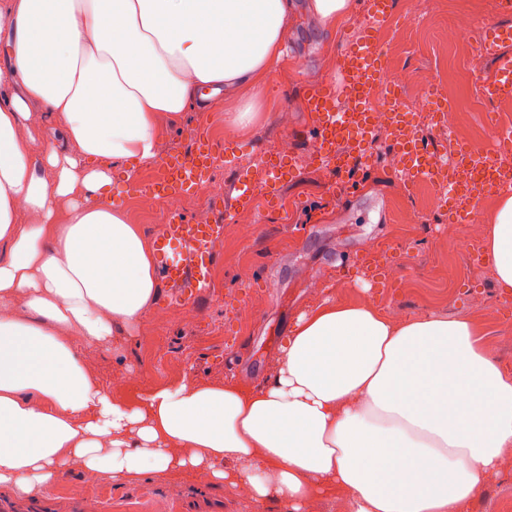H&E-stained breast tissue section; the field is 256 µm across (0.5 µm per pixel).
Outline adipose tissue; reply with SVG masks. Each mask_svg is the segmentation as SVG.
Wrapping results in <instances>:
<instances>
[{
	"mask_svg": "<svg viewBox=\"0 0 512 512\" xmlns=\"http://www.w3.org/2000/svg\"><path fill=\"white\" fill-rule=\"evenodd\" d=\"M292 0H12V60L0 67V487L29 495L72 463L114 479L182 470L248 483L256 505L305 512H471L512 451V372L464 317L395 322L367 303L301 314L258 389L159 386L139 405L83 366L155 300L150 246L102 194L110 168L157 155L159 120L201 107L200 87L243 97L247 127L284 53ZM44 108L32 122L30 102ZM59 131L70 154L31 147ZM91 204L77 202V195ZM67 202L65 223L54 221ZM25 208L31 223L16 221ZM485 253L512 292V196ZM22 300L25 315L6 310ZM50 146H54L55 148H57L59 152L68 153L71 151L70 147L64 143L63 138H61L57 132V134H54V136L51 137L50 140L45 141L44 150L42 153L33 154V156L31 157V163L35 172L44 177L48 181H52L53 172L43 162L42 158L45 155V153L49 150Z\"/></svg>",
	"mask_w": 512,
	"mask_h": 512,
	"instance_id": "adipose-tissue-1",
	"label": "adipose tissue"
}]
</instances>
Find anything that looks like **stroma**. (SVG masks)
Here are the masks:
<instances>
[{
  "label": "stroma",
  "mask_w": 512,
  "mask_h": 512,
  "mask_svg": "<svg viewBox=\"0 0 512 512\" xmlns=\"http://www.w3.org/2000/svg\"><path fill=\"white\" fill-rule=\"evenodd\" d=\"M446 7L424 20H401L405 0H395L393 18L384 24L381 49L385 67L406 71L403 95L428 99L436 82L457 109L460 127L493 149L488 136L495 120L512 125V99L489 112L480 87L495 72L493 60L474 46L486 24L512 25V11L499 0H445ZM469 11L475 26L456 47H447L448 19ZM360 12L336 29L321 28L308 0H295L288 15L285 53L276 64L259 119L232 131L224 107L186 113L178 124L161 120L160 149L189 151L190 132L208 121L216 139L233 155L215 171L217 196L186 210L191 222L224 221L217 247L213 299L188 311L156 298L132 331L110 344L82 346L86 368L110 386L112 395H143L156 386L199 382L263 385L279 365L284 336L297 317L333 299L365 302L384 314L400 307L404 318L430 313L473 321L497 364L512 371V294L501 293L483 254L468 252L460 239L448 238L453 217L443 202L422 209L419 194L395 176L388 132L372 145L380 161L358 172L349 196L336 194L325 169L309 164L312 151L303 97L316 85L335 82L344 38L357 36ZM287 146L293 173L275 200L238 210L237 179L245 164ZM384 246L377 268L352 265L357 254ZM130 377L116 388L112 378ZM10 512H259L243 486L219 485L199 474H149L134 483L110 478L87 483L72 465L49 488L33 495L0 487V502Z\"/></svg>",
  "instance_id": "1"
}]
</instances>
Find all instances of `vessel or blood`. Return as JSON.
I'll return each mask as SVG.
<instances>
[{
    "mask_svg": "<svg viewBox=\"0 0 512 512\" xmlns=\"http://www.w3.org/2000/svg\"><path fill=\"white\" fill-rule=\"evenodd\" d=\"M361 6L364 25L355 41L342 46L336 84L314 87L304 98L315 161L335 173V185L344 195L355 188L352 175L364 168L366 149L375 136L370 99L376 91L385 90L395 127L405 124L376 44V30L391 17L393 0H361ZM511 44L512 26L487 25L478 50L482 56L494 60L495 73L484 85L485 97L512 95V54L507 51ZM393 154L398 173L409 180L423 181L440 175L438 152L424 139H395ZM223 158V149L217 148L206 132H199L189 152L165 158L162 177L139 184L138 190L157 200L193 191ZM458 159L474 165L479 174L467 198H460L456 190L448 191V206L457 217L468 215L479 203L482 193L512 189V171L504 169L494 154L478 148L465 149ZM288 167L287 159L275 156L268 161L261 187L239 181L237 205L250 207L260 194L275 197ZM223 236L221 224H194L176 213L163 215L154 236V252L172 302L192 309L199 299L213 296L216 247Z\"/></svg>",
    "mask_w": 512,
    "mask_h": 512,
    "instance_id": "obj_1",
    "label": "vessel or blood"
}]
</instances>
